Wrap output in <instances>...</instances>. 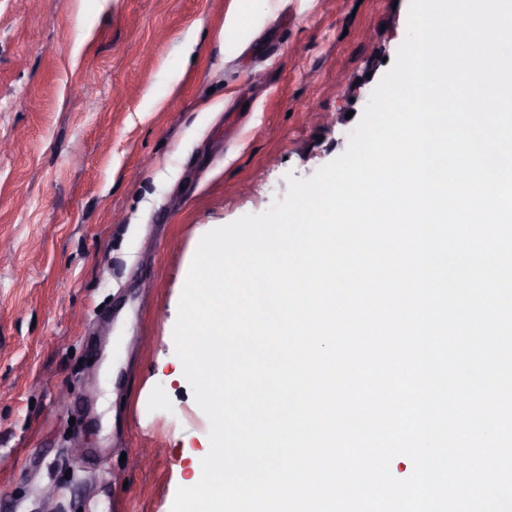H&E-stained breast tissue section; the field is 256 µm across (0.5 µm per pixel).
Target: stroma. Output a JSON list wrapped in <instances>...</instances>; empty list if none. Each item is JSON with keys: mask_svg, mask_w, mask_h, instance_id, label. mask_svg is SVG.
<instances>
[{"mask_svg": "<svg viewBox=\"0 0 512 512\" xmlns=\"http://www.w3.org/2000/svg\"><path fill=\"white\" fill-rule=\"evenodd\" d=\"M410 0H0V512H171L202 236L347 148Z\"/></svg>", "mask_w": 512, "mask_h": 512, "instance_id": "35a3bbf8", "label": "stroma"}]
</instances>
